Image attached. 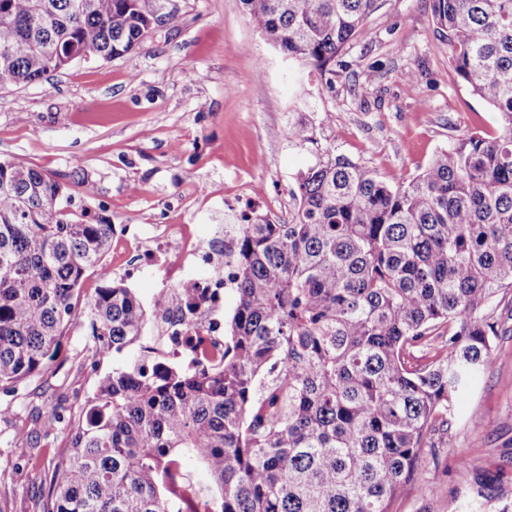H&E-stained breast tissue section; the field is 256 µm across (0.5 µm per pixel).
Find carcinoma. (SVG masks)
<instances>
[{"label": "carcinoma", "instance_id": "1", "mask_svg": "<svg viewBox=\"0 0 512 512\" xmlns=\"http://www.w3.org/2000/svg\"><path fill=\"white\" fill-rule=\"evenodd\" d=\"M161 0H0V89L120 58ZM383 0H241L285 57L322 72L368 36ZM452 66L499 113L395 185L337 156L297 178L288 223L245 214L237 303L219 372L115 369L70 419L42 512H389L453 445L455 407L493 363L498 293L512 288V0H431ZM163 13V12H161ZM165 26L180 23L163 13ZM61 175L0 160V389L51 362L85 303L99 357L147 312L104 273L112 225L62 204ZM211 478L186 494L183 455Z\"/></svg>", "mask_w": 512, "mask_h": 512}]
</instances>
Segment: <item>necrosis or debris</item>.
<instances>
[{
  "label": "necrosis or debris",
  "mask_w": 512,
  "mask_h": 512,
  "mask_svg": "<svg viewBox=\"0 0 512 512\" xmlns=\"http://www.w3.org/2000/svg\"><path fill=\"white\" fill-rule=\"evenodd\" d=\"M238 225L217 227L213 239L194 236L190 226L165 228L152 238V247L143 239L130 241L131 249L143 252L147 260L173 256L168 274L173 285L166 301L157 305L152 323V343L147 361L178 364L191 368H214L224 363V292L235 288L234 250ZM208 269L197 277L195 263ZM197 294L193 308H186L183 294Z\"/></svg>",
  "instance_id": "4bbe7bcc"
}]
</instances>
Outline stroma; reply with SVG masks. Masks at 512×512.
Returning <instances> with one entry per match:
<instances>
[{"mask_svg":"<svg viewBox=\"0 0 512 512\" xmlns=\"http://www.w3.org/2000/svg\"><path fill=\"white\" fill-rule=\"evenodd\" d=\"M182 21L159 27L111 61H77L46 80L0 89V159L69 173L81 165L91 192L71 183L70 208L132 224H192L209 238L224 223V202L250 200L252 217L287 221L296 178L344 156L388 183L421 173L433 154L465 132L500 125L492 107L457 77L431 0H385L368 20L369 36L347 47L343 68L327 78L296 67L248 21L240 0H166ZM266 75H258L257 59ZM413 80H406V73ZM310 138L289 134L293 113ZM114 279L153 311L163 285L137 268L120 243L104 259ZM148 336L99 359L89 322L69 326L50 368L0 392V501L10 512H38L52 461L68 448L70 417L112 370L140 362ZM57 406L53 429L34 408ZM455 445L440 451L423 479L439 488L393 499L390 512H501L512 508V339L497 340L493 368L456 411ZM32 443L13 444L20 432ZM472 477L502 474L488 501Z\"/></svg>","mask_w":512,"mask_h":512,"instance_id":"stroma-1","label":"stroma"}]
</instances>
